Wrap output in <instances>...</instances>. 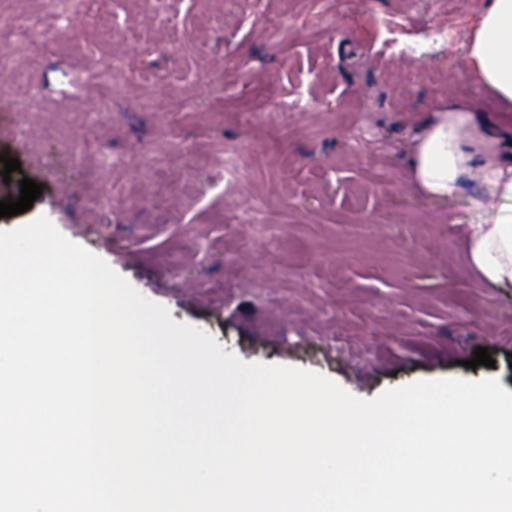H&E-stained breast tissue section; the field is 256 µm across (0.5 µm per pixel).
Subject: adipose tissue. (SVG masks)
<instances>
[{"label":"adipose tissue","mask_w":512,"mask_h":512,"mask_svg":"<svg viewBox=\"0 0 512 512\" xmlns=\"http://www.w3.org/2000/svg\"><path fill=\"white\" fill-rule=\"evenodd\" d=\"M465 64L478 91L512 106V0H486L469 30ZM415 188L445 196L473 181L489 193L486 214L462 225L483 284L512 288V139L459 103L449 104L408 145Z\"/></svg>","instance_id":"1"}]
</instances>
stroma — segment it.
I'll return each instance as SVG.
<instances>
[{
  "mask_svg": "<svg viewBox=\"0 0 512 512\" xmlns=\"http://www.w3.org/2000/svg\"><path fill=\"white\" fill-rule=\"evenodd\" d=\"M80 0L58 47L0 80V155L42 184L0 230L48 218L174 321L246 362L372 399L418 381L512 392V288L482 285L455 231L478 184L413 189L410 139L449 102L489 116L463 44L484 0ZM124 60L120 93L79 86ZM236 147L239 181L224 178ZM494 367L466 368L476 348Z\"/></svg>",
  "mask_w": 512,
  "mask_h": 512,
  "instance_id": "obj_1",
  "label": "stroma"
}]
</instances>
